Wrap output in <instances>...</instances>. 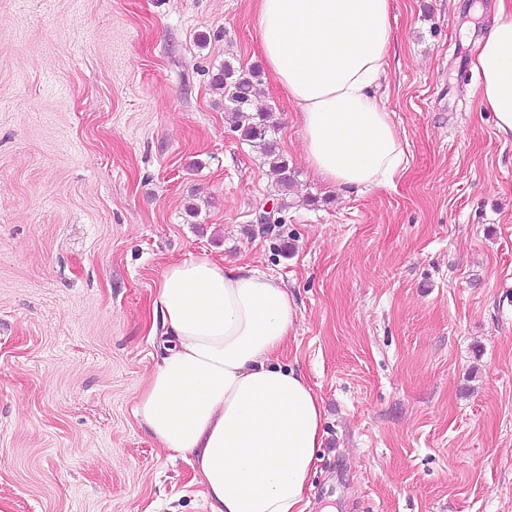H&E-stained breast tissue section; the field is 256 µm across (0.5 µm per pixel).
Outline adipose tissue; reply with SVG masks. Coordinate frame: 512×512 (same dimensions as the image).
<instances>
[{
    "label": "adipose tissue",
    "mask_w": 512,
    "mask_h": 512,
    "mask_svg": "<svg viewBox=\"0 0 512 512\" xmlns=\"http://www.w3.org/2000/svg\"><path fill=\"white\" fill-rule=\"evenodd\" d=\"M266 68L301 123L305 160L344 194L388 185L407 159L373 89L386 73L390 0H254ZM496 128L512 138V0H499L472 60ZM161 357L134 413L187 461L208 512H304L323 445L322 400L278 352L298 323L282 280L205 252L157 284Z\"/></svg>",
    "instance_id": "adipose-tissue-1"
}]
</instances>
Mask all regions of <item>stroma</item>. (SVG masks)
<instances>
[{"instance_id":"obj_1","label":"stroma","mask_w":512,"mask_h":512,"mask_svg":"<svg viewBox=\"0 0 512 512\" xmlns=\"http://www.w3.org/2000/svg\"><path fill=\"white\" fill-rule=\"evenodd\" d=\"M498 0H390L376 88L406 143L387 186L311 176L252 0H0V502L205 512L133 413L158 364L156 285L208 252L284 281L280 361L325 409L305 512H512V139L471 69ZM261 69L296 179L210 86Z\"/></svg>"}]
</instances>
